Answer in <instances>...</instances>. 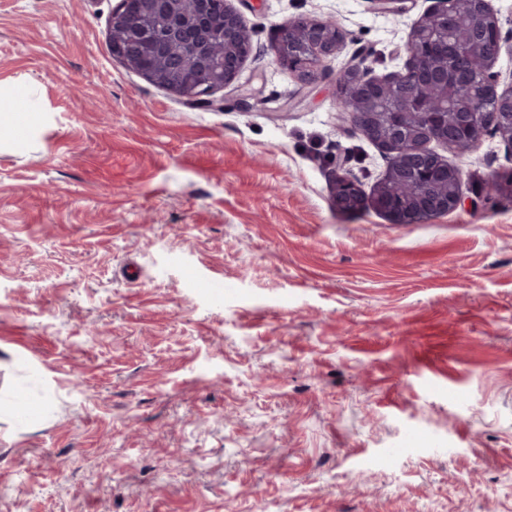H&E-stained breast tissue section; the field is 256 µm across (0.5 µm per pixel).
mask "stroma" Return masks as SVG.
<instances>
[{
  "instance_id": "1",
  "label": "stroma",
  "mask_w": 512,
  "mask_h": 512,
  "mask_svg": "<svg viewBox=\"0 0 512 512\" xmlns=\"http://www.w3.org/2000/svg\"><path fill=\"white\" fill-rule=\"evenodd\" d=\"M118 2L0 0V83L46 108L0 148V512H512V151L447 152L463 203L419 224L328 175L384 176L336 73L400 71L436 0H229L209 108L113 57ZM297 18L347 32L311 84Z\"/></svg>"
}]
</instances>
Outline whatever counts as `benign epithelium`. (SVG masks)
<instances>
[{
  "mask_svg": "<svg viewBox=\"0 0 512 512\" xmlns=\"http://www.w3.org/2000/svg\"><path fill=\"white\" fill-rule=\"evenodd\" d=\"M455 0H437V7L424 15L412 28L406 44L407 59L403 70L387 76H373L364 60L343 65L336 79V102L359 134L370 139L389 158L397 157V144L407 129L408 117L421 116V133L405 165L391 166L378 182L371 198H366L359 182L347 167L342 154L329 157L332 192L336 207L345 212L370 202L393 224H411L396 207L382 204L384 184L409 170L421 173L428 183L453 178L454 190L445 195L423 194L415 209L428 220L455 211L462 204L460 166L431 148L436 142L456 152L478 146L494 134L512 150V84L499 87L493 66L502 51L512 53V42L502 37L500 20L480 0V25L475 34L457 49L448 47V27L457 21ZM122 0L112 11V26L131 32L125 42H112V55L136 70L149 82L173 93L184 101L211 107V96L236 80L247 54L242 42L249 39L240 14L224 7V14L212 19L201 0H140V12L156 14L172 30L169 43H178L188 52H196L201 40L213 36L224 42L221 65L204 71L198 83H186L179 74L178 58L171 55L162 71L138 65L140 56L151 55L166 47L158 45L155 35L141 24L137 16L126 12ZM346 39V31L331 20L291 19L278 28L273 45L275 62L292 70L298 79L311 83L318 77L320 64L337 54ZM480 83L483 99L495 110L477 106L468 99L474 83ZM431 93L434 104H422V94Z\"/></svg>",
  "mask_w": 512,
  "mask_h": 512,
  "instance_id": "benign-epithelium-1",
  "label": "benign epithelium"
}]
</instances>
